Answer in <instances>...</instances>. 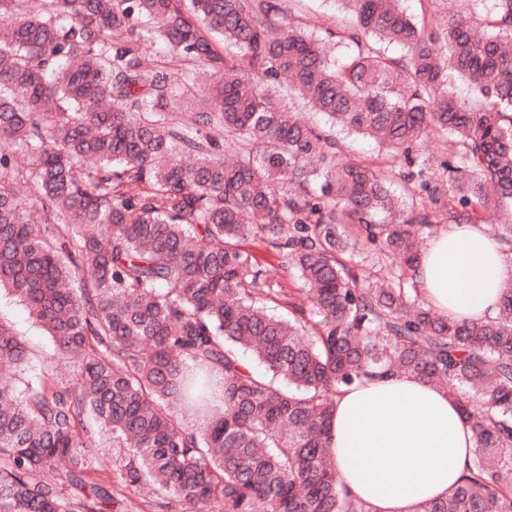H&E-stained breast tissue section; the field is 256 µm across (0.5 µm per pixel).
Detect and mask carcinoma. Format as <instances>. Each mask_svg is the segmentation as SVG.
<instances>
[{
	"mask_svg": "<svg viewBox=\"0 0 512 512\" xmlns=\"http://www.w3.org/2000/svg\"><path fill=\"white\" fill-rule=\"evenodd\" d=\"M341 2L351 22L318 38L284 0H0V289L55 345L22 381L0 320V512H107L102 440L123 449L121 486L193 512H369L336 478L335 396L398 375L445 389L474 433L462 483L421 512H512V280L493 316L458 321L415 274L439 225L512 215V0H459L430 28L399 0ZM149 40L221 76L197 85L208 109L169 118ZM283 81L379 155L341 161ZM434 133L458 147L437 165L412 156ZM19 151L41 225L8 177ZM494 237L512 256V224ZM248 240L298 276L323 331L295 304L274 313L284 291Z\"/></svg>",
	"mask_w": 512,
	"mask_h": 512,
	"instance_id": "cac0c4a2",
	"label": "carcinoma"
}]
</instances>
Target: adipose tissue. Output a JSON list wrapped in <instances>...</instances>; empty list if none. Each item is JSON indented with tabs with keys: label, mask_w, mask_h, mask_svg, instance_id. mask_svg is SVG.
Listing matches in <instances>:
<instances>
[{
	"label": "adipose tissue",
	"mask_w": 512,
	"mask_h": 512,
	"mask_svg": "<svg viewBox=\"0 0 512 512\" xmlns=\"http://www.w3.org/2000/svg\"><path fill=\"white\" fill-rule=\"evenodd\" d=\"M512 259L477 224L442 225L417 270L423 297L456 320L494 314ZM331 446L341 481L371 512H419L450 496L474 450L447 393L414 377L375 379L336 397Z\"/></svg>",
	"instance_id": "1"
}]
</instances>
